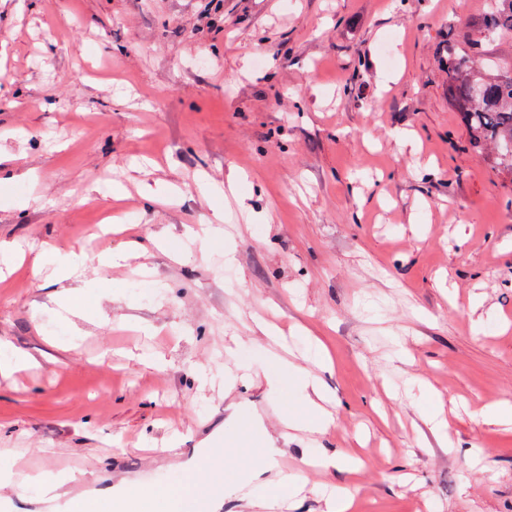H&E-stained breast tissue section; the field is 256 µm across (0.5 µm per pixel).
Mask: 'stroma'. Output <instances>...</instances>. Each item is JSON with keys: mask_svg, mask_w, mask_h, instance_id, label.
<instances>
[{"mask_svg": "<svg viewBox=\"0 0 512 512\" xmlns=\"http://www.w3.org/2000/svg\"><path fill=\"white\" fill-rule=\"evenodd\" d=\"M208 2L0 0V246L25 250L0 353L36 362L0 375V450L80 477L51 501L0 491V512L117 485L172 512L179 463L266 435L257 485L307 477L290 507L252 505L229 466L193 488L223 479L220 512H327L321 484L356 487L353 512H512V429L473 416L512 401V175L470 149L442 66L477 38L512 73V39L481 38L487 0ZM225 208L220 242L189 234ZM133 240L144 255L100 266ZM44 251L87 257L73 323ZM260 318L293 355L325 345L328 430L284 435L295 388L269 393ZM313 450L363 463L308 474Z\"/></svg>", "mask_w": 512, "mask_h": 512, "instance_id": "obj_1", "label": "stroma"}]
</instances>
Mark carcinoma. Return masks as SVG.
I'll use <instances>...</instances> for the list:
<instances>
[{"mask_svg": "<svg viewBox=\"0 0 512 512\" xmlns=\"http://www.w3.org/2000/svg\"><path fill=\"white\" fill-rule=\"evenodd\" d=\"M481 33L512 35V0H490ZM477 48L448 47V97L470 135V145H491L493 163L512 174V74H493L474 64Z\"/></svg>", "mask_w": 512, "mask_h": 512, "instance_id": "cac0c4a2", "label": "carcinoma"}]
</instances>
